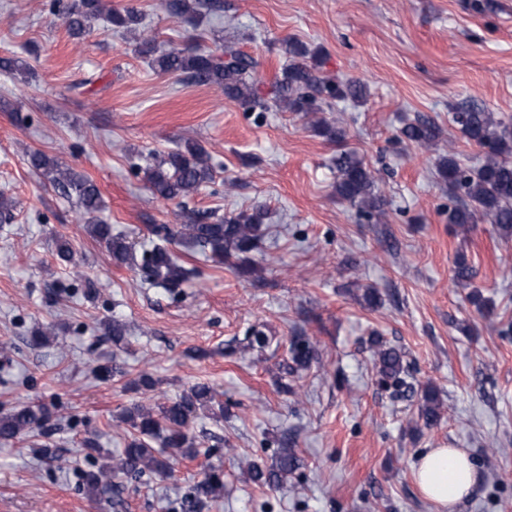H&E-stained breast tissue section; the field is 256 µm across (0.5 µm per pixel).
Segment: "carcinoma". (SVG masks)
Wrapping results in <instances>:
<instances>
[{
    "instance_id": "cac0c4a2",
    "label": "carcinoma",
    "mask_w": 512,
    "mask_h": 512,
    "mask_svg": "<svg viewBox=\"0 0 512 512\" xmlns=\"http://www.w3.org/2000/svg\"><path fill=\"white\" fill-rule=\"evenodd\" d=\"M48 6L52 14L63 19L69 34L75 38L83 37L101 17L129 33L137 31L142 21L137 8L112 9L106 7L104 0H48ZM163 6L170 15L197 26L207 15L222 9V0H163ZM153 42L154 37L148 31L140 32V52L149 57L153 69L183 74L197 85L219 87L225 97L237 102L244 111L256 113L258 121L273 108L315 116L332 111L341 101L362 104L367 100L366 88L361 83H337L320 76L319 52L297 39L283 43L286 62L266 90L254 79L255 60L241 52L231 40L224 43L219 54L191 46L175 47L158 54ZM0 71L28 73L30 66L21 58L5 56L0 57ZM452 120L466 142L482 149V154L474 166L463 163L452 149L435 158L436 175L448 188V198L453 201L448 208V223L465 238L474 225L488 221L497 226L502 237L512 238V117L469 106L453 112ZM313 130L338 146L343 145L347 137L345 128L324 117L314 121ZM439 136L436 122L418 115L400 129L399 140L428 147L434 145ZM28 162L45 183L68 198L76 197L79 220L86 224L92 237L105 244L116 264L129 267L144 282L164 289L174 299L182 294V286L193 271L179 262L171 250L173 246H189L220 263L229 262L246 278L258 273L250 254L260 250L262 245V224L267 212L261 206L223 217L185 207L183 223L147 226L152 246L139 252L126 237L112 233V225L98 219L102 198L91 178L40 151L30 153ZM137 171L142 173L145 186L152 194L164 200L188 199L215 178L205 148L192 139L184 140L154 163L137 167ZM336 172V196L355 208L367 222L380 223L385 215V200L378 192L375 172L364 159L344 150L336 156ZM125 333L126 325L117 319L103 323V335L117 347L124 341ZM290 354L293 362L290 370L294 373L309 368L316 351L308 338L296 336L292 339ZM375 356L379 382L386 389L402 394L411 388L401 350L379 344ZM111 375L125 380L124 387L135 390H149L156 384L150 374L140 372L133 376L118 365L112 367ZM421 400L420 418L424 426L432 427L441 418L443 403L430 388L422 390ZM204 414L217 421L224 418V403L217 399L212 386L201 382L189 385L173 400L156 407L141 402L124 407L117 419L126 426V439L118 454L100 447L92 434L83 438V446L100 459L94 469L80 474L88 500H104L112 508H122L126 482H139L152 475L163 478L182 460L210 456L211 449L203 446L193 433L195 421ZM51 419L52 413L43 403L16 406L0 415V440L8 442L37 435L42 438L36 449L38 455L44 460L55 459L58 448L52 439ZM299 467L300 461L292 449L283 448L271 466L251 462L248 472L253 482L278 487ZM222 499L224 470L212 465L190 493L171 503L170 508L172 512H198Z\"/></svg>"
}]
</instances>
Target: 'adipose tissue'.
I'll return each mask as SVG.
<instances>
[{
	"instance_id": "1",
	"label": "adipose tissue",
	"mask_w": 512,
	"mask_h": 512,
	"mask_svg": "<svg viewBox=\"0 0 512 512\" xmlns=\"http://www.w3.org/2000/svg\"><path fill=\"white\" fill-rule=\"evenodd\" d=\"M414 478L427 499L441 506L444 512H453L474 485L476 474L464 451L433 448L420 457Z\"/></svg>"
}]
</instances>
